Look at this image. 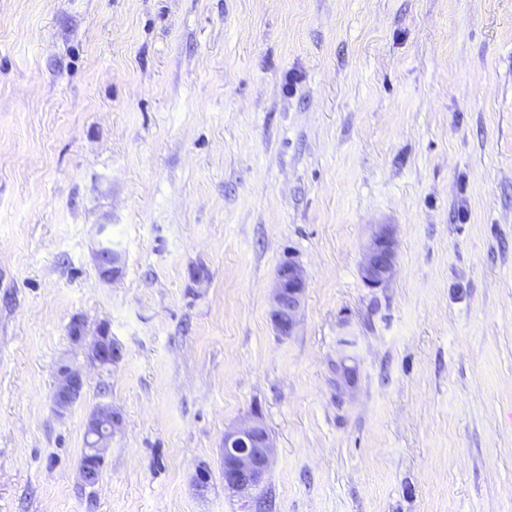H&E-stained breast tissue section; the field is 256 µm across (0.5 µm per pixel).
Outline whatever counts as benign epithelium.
Here are the masks:
<instances>
[{"label":"benign epithelium","mask_w":512,"mask_h":512,"mask_svg":"<svg viewBox=\"0 0 512 512\" xmlns=\"http://www.w3.org/2000/svg\"><path fill=\"white\" fill-rule=\"evenodd\" d=\"M98 272L102 279L116 278L121 271V256L108 250L101 242L95 252ZM397 259V241L392 225L380 224L368 244L361 268L365 283L378 288L390 278ZM307 288L303 267L289 259L277 272L271 318L281 336H289L296 326V315ZM72 343L87 348L88 360L100 367L118 364L124 357L122 345L112 338L105 326L94 335L87 334L84 322L74 318L68 326ZM84 380L79 370L63 364L58 369L57 384L52 401L54 410L62 415L83 396ZM121 423L120 415L109 408H97L86 423L88 448L81 462L80 473L89 485L99 480L104 465L105 442L112 430ZM224 486L245 497L251 496L265 481L271 465L273 444L259 412H254L249 423L224 430Z\"/></svg>","instance_id":"benign-epithelium-1"}]
</instances>
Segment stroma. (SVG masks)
<instances>
[{"label":"stroma","mask_w":512,"mask_h":512,"mask_svg":"<svg viewBox=\"0 0 512 512\" xmlns=\"http://www.w3.org/2000/svg\"><path fill=\"white\" fill-rule=\"evenodd\" d=\"M255 411L244 500L224 430ZM0 512H512V0H0ZM397 259V241L392 225L378 224L368 244L364 263L361 268L365 283L378 288L390 278ZM108 247V244L99 242L95 252L98 272L104 280L116 278L121 271V256L114 250L111 253ZM306 288V274L299 263L288 259L279 266L271 311L272 323L279 335L293 333ZM68 335L72 343L87 348V358L94 365L114 366L124 357L122 345L112 338L106 326H100L94 335L88 336L84 322L73 318L68 326ZM84 380L79 370L63 364L58 369L52 401L57 414H64L83 396ZM120 423V415L107 407H99L90 414L86 423L88 448L80 467L86 484L92 485L99 480L104 465L105 442ZM269 433L259 412L249 423L224 430V486L245 497L265 481L273 453Z\"/></svg>","instance_id":"obj_1"}]
</instances>
